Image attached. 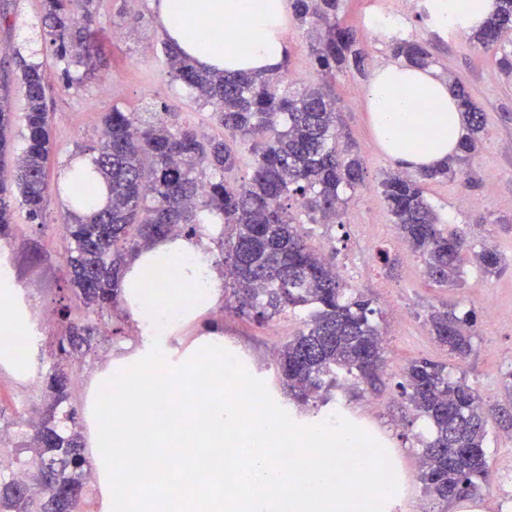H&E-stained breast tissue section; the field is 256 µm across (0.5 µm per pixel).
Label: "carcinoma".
<instances>
[{"label": "carcinoma", "mask_w": 512, "mask_h": 512, "mask_svg": "<svg viewBox=\"0 0 512 512\" xmlns=\"http://www.w3.org/2000/svg\"><path fill=\"white\" fill-rule=\"evenodd\" d=\"M342 0H289V14L302 27L317 30L310 55L320 82L292 91L283 74L214 72L199 69L168 45V74L196 93L204 105L216 106V119L239 138L253 156L251 176L241 182L226 174L237 165V153L222 139L206 138L179 121L151 112L105 113L103 132L95 145L79 148L91 168L79 170L66 183L69 204L64 211L68 247L65 269L76 296L97 313L117 307L122 299V275L127 253L169 235L200 234L202 222L214 215L231 228L221 241L230 286L226 306L266 323L291 312L301 316L303 329L278 349L276 373L285 393L297 403L327 401L332 391L349 383L381 382L386 365L382 333L373 316L372 301L351 288L336 273L333 262L307 243L301 224H341L347 206L344 192L365 187L361 158L339 147L336 100L328 80L338 73L365 71L366 54L358 32L340 22ZM96 0H43L40 28L44 47L61 66L68 86L82 82L81 70L93 66L90 30ZM512 30V0H499L496 15L479 32L466 38L486 50H496V64L512 73V50L499 42ZM393 55L418 68L434 63L427 45L395 40ZM19 85L25 100L24 145L14 172L3 173L14 154V112L10 83L0 84V237L13 223L12 201L27 218L44 223L52 190L48 164L54 151L51 113L46 98L43 65L18 61ZM468 127L459 153L435 169L413 177L389 173L380 182L384 201L402 239L423 261L426 278L439 287L458 283L465 261L462 235L441 221L424 195L428 180L466 172L479 152L483 112L468 88L448 82ZM106 188L107 204L83 212L79 187L96 180ZM484 272L501 267L500 254L485 248L475 254ZM477 315L457 316L452 308L431 312L433 336L448 353L465 359L473 351L472 327ZM90 324H71L60 337V352L90 334ZM402 388L413 414L428 428L422 446L420 480L434 499L478 495L490 487L485 444L487 422L498 417L512 429V419L491 407L484 409L476 390L453 378L446 365L427 359L410 362ZM48 387L56 401L68 396V378L59 367ZM32 463L41 475L42 496L17 495L16 481L0 476L3 512H74L70 491L82 493L84 466L80 433L64 436L52 419L37 428L32 439Z\"/></svg>", "instance_id": "obj_1"}]
</instances>
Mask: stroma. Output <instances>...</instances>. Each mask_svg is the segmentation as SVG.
<instances>
[{"mask_svg": "<svg viewBox=\"0 0 512 512\" xmlns=\"http://www.w3.org/2000/svg\"><path fill=\"white\" fill-rule=\"evenodd\" d=\"M41 10L42 0H0V12L8 17L0 25V79L14 72L16 55L33 53L44 64L57 145L49 163L50 180L59 179L78 146L99 140L102 117L115 106L126 112H176L201 135L223 137L212 107L201 105L189 89L168 76L167 41L153 0H98L93 40L100 64L80 85L69 89L60 66L41 44ZM388 11L401 13L404 38L426 42L436 70L463 82L485 116L483 145L471 167L472 186L462 188L457 177L425 185L428 200L464 235L471 250L490 244L503 258L493 275L483 274L475 263H464L453 288L428 282L421 259L401 239L381 194L383 174L395 164L375 144L365 92L371 72L392 61L390 43L395 34L371 33L365 26L371 15ZM341 20L362 32L367 53L365 74L348 72L330 82L345 141L364 160L366 186L349 199L344 224H307L303 230L309 245L332 256L342 277L371 298L389 362L378 389L363 385L338 392L333 400L387 440L403 480L393 512H461L462 502L439 503L424 493L419 480L422 448L417 439L424 423L407 411L400 384L411 361L429 359L446 364L453 376L465 377L485 406L507 403L503 379L512 371V76L500 72L493 52L470 43L463 34L438 27L424 8H406L404 0H344ZM285 38L288 78L300 85L314 82L310 32L292 24ZM64 208L61 197H53L41 224L30 223L24 210H16L10 238L0 239V264L9 268L16 299L41 321L29 376L19 377L0 365V458L13 460L32 477L37 469L24 450L34 430L30 414L41 419L51 413L84 414L90 372L106 363L114 348L137 336L136 326L121 312L95 317L75 297L64 273ZM444 303L460 313L471 308L477 312L474 352L465 360L451 357L427 323L429 312ZM87 322L97 325V333L80 353L62 357L58 340L66 326ZM206 324L221 328L225 348L250 361L249 379L266 390L267 410L287 411L289 424L299 431L325 413L322 405L297 410L276 381L277 351L300 330L298 316L283 314L260 325L218 306L206 312L202 323L183 327L180 341L190 343ZM56 364L70 377L69 395L58 404L46 383L47 372ZM488 430L487 459L495 480L474 498L473 505L481 512H512V438L496 421H489Z\"/></svg>", "mask_w": 512, "mask_h": 512, "instance_id": "35a3bbf8", "label": "stroma"}]
</instances>
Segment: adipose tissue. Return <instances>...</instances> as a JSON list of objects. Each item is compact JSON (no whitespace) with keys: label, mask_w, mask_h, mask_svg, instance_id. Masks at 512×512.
<instances>
[{"label":"adipose tissue","mask_w":512,"mask_h":512,"mask_svg":"<svg viewBox=\"0 0 512 512\" xmlns=\"http://www.w3.org/2000/svg\"><path fill=\"white\" fill-rule=\"evenodd\" d=\"M497 0H439V16L460 17L464 29L480 30L495 12ZM158 20L167 40L198 67L216 71L267 73L280 67L286 54V0H158ZM248 37H241V28ZM223 41H216V31ZM367 107L380 150L406 171L417 173L445 162L466 134L463 116L434 68L389 63L373 72ZM122 313L138 337L113 352L93 371L90 394L123 385L130 397L114 404L116 428L107 427L96 407H89V441L98 472L112 469V449L126 461L150 460L156 475L167 476L165 495L188 501L189 512H218L224 505V451L232 449L241 469L238 483L251 494L256 512H347L346 498L331 490L330 477L365 473V461L328 457L326 434L302 440L307 475L287 477L272 452L281 434L276 416H259L249 438L236 436L240 411L224 404V338L211 332L183 351L174 347L178 329L224 301V278L200 238H160L135 252L122 279ZM204 377L205 410L187 402L165 415L152 407L179 384L184 372ZM184 465L202 470L201 485L172 476L170 451Z\"/></svg>","instance_id":"ef3b65f1"}]
</instances>
